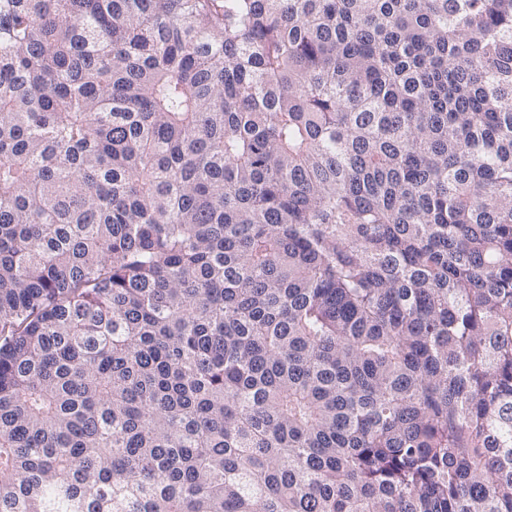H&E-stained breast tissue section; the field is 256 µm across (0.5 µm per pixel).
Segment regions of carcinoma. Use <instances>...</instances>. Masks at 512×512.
I'll return each instance as SVG.
<instances>
[{"label": "carcinoma", "instance_id": "1", "mask_svg": "<svg viewBox=\"0 0 512 512\" xmlns=\"http://www.w3.org/2000/svg\"><path fill=\"white\" fill-rule=\"evenodd\" d=\"M0 512H512V0H0Z\"/></svg>", "mask_w": 512, "mask_h": 512}]
</instances>
